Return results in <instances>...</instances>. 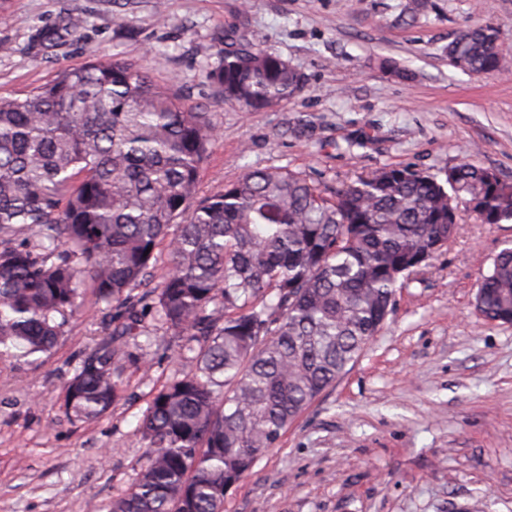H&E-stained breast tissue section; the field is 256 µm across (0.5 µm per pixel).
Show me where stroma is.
<instances>
[{
    "instance_id": "stroma-1",
    "label": "stroma",
    "mask_w": 512,
    "mask_h": 512,
    "mask_svg": "<svg viewBox=\"0 0 512 512\" xmlns=\"http://www.w3.org/2000/svg\"><path fill=\"white\" fill-rule=\"evenodd\" d=\"M405 3L0 0V95L94 59L141 67L215 125L203 196L265 168L332 190L384 166L468 161L512 182V73L472 75L447 54L488 25L512 62V0H426L411 26L397 20ZM231 39L286 60L299 89L271 109L224 102L214 74ZM509 246L512 223L461 211L456 237L397 290L357 361L226 493L224 512H512V325L474 307ZM112 328L89 295L51 352L0 357V512H108L134 482L150 394L190 366L160 334L144 367V339L129 337L121 398L100 419L71 420L64 385Z\"/></svg>"
}]
</instances>
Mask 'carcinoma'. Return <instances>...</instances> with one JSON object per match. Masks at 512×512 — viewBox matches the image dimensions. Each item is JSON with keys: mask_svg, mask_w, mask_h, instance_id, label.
<instances>
[{"mask_svg": "<svg viewBox=\"0 0 512 512\" xmlns=\"http://www.w3.org/2000/svg\"><path fill=\"white\" fill-rule=\"evenodd\" d=\"M499 40L473 26L448 55L500 73ZM215 80L224 102L253 109L299 86L285 60L251 45L224 52ZM214 141L209 115L118 60L0 96V349L50 352L89 285L120 325L68 381L70 417L97 420L121 397L125 337L147 314L145 335L179 338L192 365L153 393L145 461L110 512H224L229 484L336 383L399 285L455 237L459 205L478 202L482 224L512 221V182L466 162L440 175L384 167L329 196L298 173L256 169L200 196ZM474 306L512 319V247Z\"/></svg>", "mask_w": 512, "mask_h": 512, "instance_id": "obj_1", "label": "carcinoma"}]
</instances>
